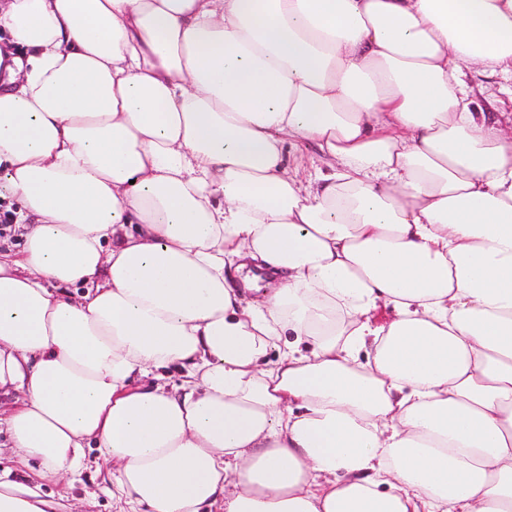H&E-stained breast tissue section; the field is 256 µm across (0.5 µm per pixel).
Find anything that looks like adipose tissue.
I'll return each instance as SVG.
<instances>
[{
    "mask_svg": "<svg viewBox=\"0 0 512 512\" xmlns=\"http://www.w3.org/2000/svg\"><path fill=\"white\" fill-rule=\"evenodd\" d=\"M467 63L512 75V0H0V512L92 465L113 512H512V134ZM288 153L290 155L291 165L294 163L295 158L302 162L301 173L303 175H314L317 169H322L324 173L328 172V167L324 160L311 145L303 142H298L296 145L289 144Z\"/></svg>",
    "mask_w": 512,
    "mask_h": 512,
    "instance_id": "ef3b65f1",
    "label": "adipose tissue"
}]
</instances>
